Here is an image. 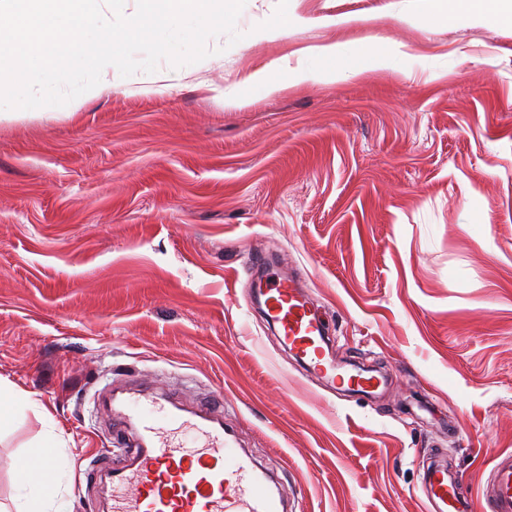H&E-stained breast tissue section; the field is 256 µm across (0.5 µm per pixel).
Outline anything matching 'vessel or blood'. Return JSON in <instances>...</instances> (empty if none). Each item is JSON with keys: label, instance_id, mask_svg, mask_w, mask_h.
I'll use <instances>...</instances> for the list:
<instances>
[{"label": "vessel or blood", "instance_id": "1", "mask_svg": "<svg viewBox=\"0 0 512 512\" xmlns=\"http://www.w3.org/2000/svg\"><path fill=\"white\" fill-rule=\"evenodd\" d=\"M262 296L282 341L311 371L371 394L365 380L327 362L324 324L292 276L267 280ZM112 421L134 430L136 443L110 468V512H285L278 487L238 448L220 408L200 403L187 412L171 398L131 391L113 404ZM460 482L458 472L428 466V512H473ZM480 495L491 512H512V452L494 456Z\"/></svg>", "mask_w": 512, "mask_h": 512}]
</instances>
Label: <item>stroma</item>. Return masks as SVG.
<instances>
[{
    "mask_svg": "<svg viewBox=\"0 0 512 512\" xmlns=\"http://www.w3.org/2000/svg\"><path fill=\"white\" fill-rule=\"evenodd\" d=\"M246 0L228 44L74 115L0 120V512L15 464L102 512L110 387L207 398L294 512H423L426 460L478 491L512 451V18L468 0ZM290 23L272 29L281 13ZM409 21H402V14ZM337 25H330V18ZM359 42L388 66L226 95L304 48ZM301 278L374 398L309 376L253 304L248 264ZM43 460H44V457L37 459V460L26 459L19 465V469L22 467H26V466L41 465ZM51 466H52V470H53V479L52 480H51L52 472L47 467H45L43 465H41L40 467H38L35 470L23 471L21 476L23 478H26V479H29V480H32L35 482H40V483H46V482L51 481L50 484L44 485L42 487L47 488V489H49V488L53 489L54 487H56L58 480L61 478V476L63 474L64 464L61 460H59V461L51 464Z\"/></svg>",
    "mask_w": 512,
    "mask_h": 512,
    "instance_id": "obj_1",
    "label": "stroma"
}]
</instances>
